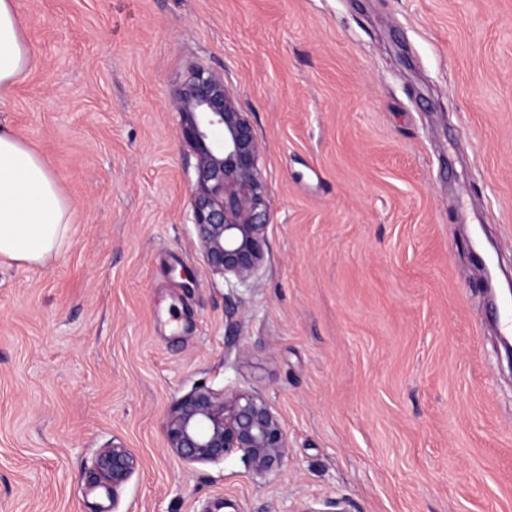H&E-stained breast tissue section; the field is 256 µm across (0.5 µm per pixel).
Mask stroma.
<instances>
[{
  "instance_id": "35a3bbf8",
  "label": "stroma",
  "mask_w": 512,
  "mask_h": 512,
  "mask_svg": "<svg viewBox=\"0 0 512 512\" xmlns=\"http://www.w3.org/2000/svg\"><path fill=\"white\" fill-rule=\"evenodd\" d=\"M0 124L72 211L0 256V512H512V372L463 240L512 270V0H16ZM223 76L260 144L257 286L204 263L178 93ZM262 396L275 474L167 446L197 384ZM122 443L135 471L98 476ZM30 55L31 49L18 21L16 0H0V90L25 73ZM136 465L135 456L121 443H112L111 446L103 448L95 462L98 475L112 485L114 492L128 480Z\"/></svg>"
}]
</instances>
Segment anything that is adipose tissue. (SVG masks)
<instances>
[{"label": "adipose tissue", "instance_id": "adipose-tissue-1", "mask_svg": "<svg viewBox=\"0 0 512 512\" xmlns=\"http://www.w3.org/2000/svg\"><path fill=\"white\" fill-rule=\"evenodd\" d=\"M30 55L16 0H0V90L25 73ZM71 224L70 204L48 166L0 126V256L30 264L55 259Z\"/></svg>", "mask_w": 512, "mask_h": 512}]
</instances>
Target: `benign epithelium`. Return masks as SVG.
Masks as SVG:
<instances>
[{
    "label": "benign epithelium",
    "instance_id": "7a95c632",
    "mask_svg": "<svg viewBox=\"0 0 512 512\" xmlns=\"http://www.w3.org/2000/svg\"><path fill=\"white\" fill-rule=\"evenodd\" d=\"M178 109L182 139L196 158L191 221L203 259L212 274L255 286L264 260L267 206L253 127L224 79L202 68L185 81ZM166 436L168 448L188 464L239 454L259 476L278 471L288 452L284 426L262 397L204 385L174 403ZM136 465L120 443L102 449L95 462L114 492Z\"/></svg>",
    "mask_w": 512,
    "mask_h": 512
}]
</instances>
